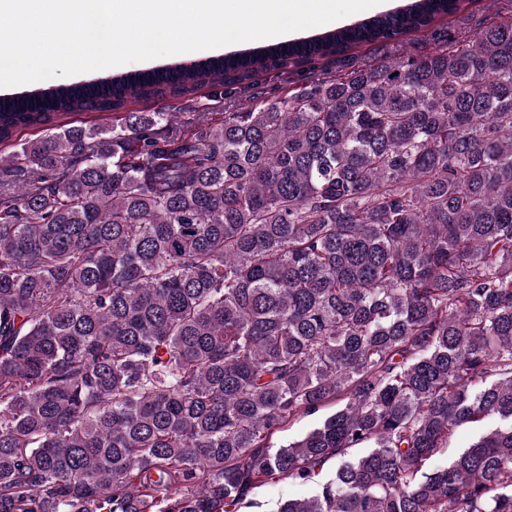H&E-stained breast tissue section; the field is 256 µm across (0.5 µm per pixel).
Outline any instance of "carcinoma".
<instances>
[{
    "mask_svg": "<svg viewBox=\"0 0 512 512\" xmlns=\"http://www.w3.org/2000/svg\"><path fill=\"white\" fill-rule=\"evenodd\" d=\"M470 4L0 99V512H239L333 457L276 512H512V20L406 52ZM329 57L217 121L63 123ZM335 404L321 407L316 412L306 413L300 412L289 421L273 430L269 437L270 445L278 448L288 443L299 440L310 430L320 426L323 421L334 412ZM482 432V428L473 425L458 427L448 439L447 448L443 449L435 459V464L445 463L449 456L469 447ZM336 463V459L328 461L320 475L307 484L284 477L270 480L255 490L252 497L254 504L243 508L241 512H273L280 503L288 499H302L310 496L317 487V483L335 471Z\"/></svg>",
    "mask_w": 512,
    "mask_h": 512,
    "instance_id": "1",
    "label": "carcinoma"
}]
</instances>
